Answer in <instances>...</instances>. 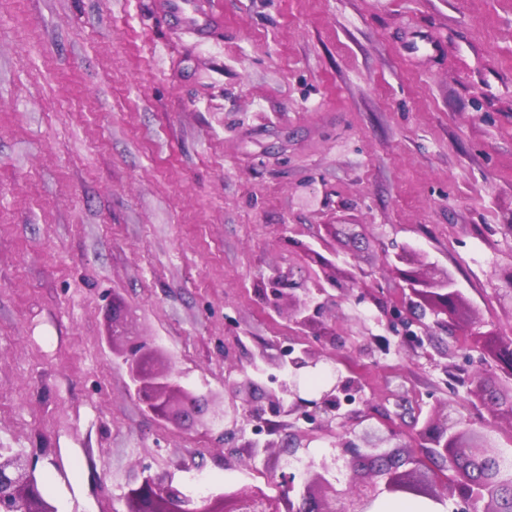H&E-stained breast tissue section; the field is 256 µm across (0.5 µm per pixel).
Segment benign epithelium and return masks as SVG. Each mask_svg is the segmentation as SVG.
<instances>
[{
  "label": "benign epithelium",
  "mask_w": 512,
  "mask_h": 512,
  "mask_svg": "<svg viewBox=\"0 0 512 512\" xmlns=\"http://www.w3.org/2000/svg\"><path fill=\"white\" fill-rule=\"evenodd\" d=\"M391 270L406 284L411 296L419 301L421 313L412 311L401 314L389 311L386 326L397 335H411L409 343L420 346L422 336L429 334L421 322L427 314L438 324H448L457 311L462 297L448 272L437 269L425 261L420 253L404 248L394 255ZM266 300L276 312L287 311L288 320L303 336L306 347L290 361L292 379L279 385L278 391L267 398L268 408H256L246 415L250 422L263 419L265 411L277 414L283 410L299 413L311 422L329 424L336 419L339 395L348 392L354 381H338L321 391L317 398L305 399L299 394L298 371H314L321 358L317 344L336 335L334 328L318 322L311 313L309 295L284 292L282 277L268 280ZM421 327L423 335L410 329L412 324ZM112 344L123 347V361L135 394L145 407L158 417L179 425L215 424L223 417L237 422L235 407L225 408V413L211 406L204 395L184 386L173 369H159L151 363L147 345L137 336H130L123 323L112 320ZM495 361L503 370L512 369V336L496 340ZM455 423L430 417L415 434L416 446L427 449V457L441 460V465L421 471L425 466L419 459L403 458L394 448L374 460L371 475L364 479L350 477L342 484L334 473L342 466L353 470L355 459L338 460L322 458L311 464L314 471L306 472L299 502L290 494L295 492V475L282 473L280 484L285 492L268 495L256 486H242L231 491L209 493L191 498L170 476H144L139 486L128 496V512H370L378 496L389 493H406L430 497L434 500L451 499L454 512H512V497H505L498 464L499 454L493 437L484 431L465 433L454 430ZM414 463L405 470L403 466ZM38 460L10 448H0V512H58L56 506L44 495Z\"/></svg>",
  "instance_id": "benign-epithelium-1"
}]
</instances>
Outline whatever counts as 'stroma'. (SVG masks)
I'll list each match as a JSON object with an SVG mask.
<instances>
[{"mask_svg": "<svg viewBox=\"0 0 512 512\" xmlns=\"http://www.w3.org/2000/svg\"><path fill=\"white\" fill-rule=\"evenodd\" d=\"M206 37L162 0H0V447L37 457L58 512H126L143 473L187 495L336 453L327 429L156 420L112 351V310L156 367L239 414L265 402L297 343L273 270L313 288L286 238L355 273L373 300L328 299L325 375L358 380L347 429L389 419L406 452L432 413L512 421L474 334L512 336V0H202ZM425 33L436 50L405 44ZM425 252L463 297L453 332L401 346L392 245ZM482 369L484 392L467 379ZM247 373L238 397L225 380Z\"/></svg>", "mask_w": 512, "mask_h": 512, "instance_id": "obj_1", "label": "stroma"}]
</instances>
